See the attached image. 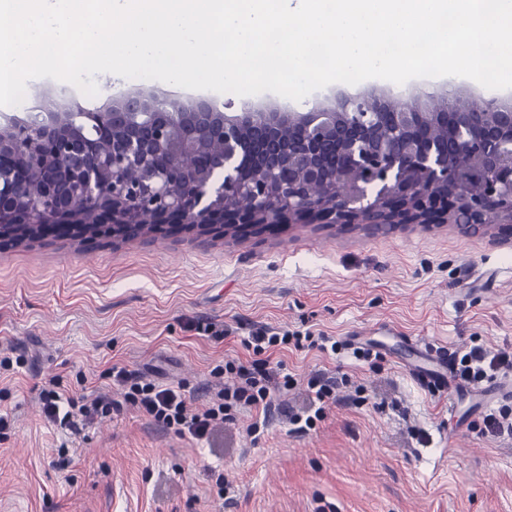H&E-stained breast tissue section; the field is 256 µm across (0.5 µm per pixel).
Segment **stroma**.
<instances>
[{
  "instance_id": "obj_1",
  "label": "stroma",
  "mask_w": 512,
  "mask_h": 512,
  "mask_svg": "<svg viewBox=\"0 0 512 512\" xmlns=\"http://www.w3.org/2000/svg\"><path fill=\"white\" fill-rule=\"evenodd\" d=\"M445 81L341 82L300 101L274 93L254 104L308 112L335 94L441 92ZM75 86L30 82L7 115L66 91L88 110L142 89L193 99L145 79ZM228 327L216 341L201 325ZM378 344L380 358L288 348L271 355L298 381L275 396L260 438L249 410L194 441L127 408L71 433L47 422L38 394L50 378L94 397L112 392L119 363L209 402L211 370L246 358L258 326ZM423 340L446 354L473 345L512 351V243L453 225L371 233L357 224H283L262 234L150 233L90 246L56 234L0 249V357L28 365L0 375V512H512V436L482 433L512 408L500 377L480 389L430 388L401 363ZM339 378L337 402L314 429L294 431L309 379ZM226 490H218L217 477Z\"/></svg>"
}]
</instances>
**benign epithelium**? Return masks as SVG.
<instances>
[{"instance_id":"benign-epithelium-1","label":"benign epithelium","mask_w":512,"mask_h":512,"mask_svg":"<svg viewBox=\"0 0 512 512\" xmlns=\"http://www.w3.org/2000/svg\"><path fill=\"white\" fill-rule=\"evenodd\" d=\"M336 95L329 110L127 92L105 110L38 104L0 122V246L49 231L90 245L164 224H452L512 240V102ZM453 129L456 146L440 132ZM224 172L216 183V172Z\"/></svg>"}]
</instances>
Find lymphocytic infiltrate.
Wrapping results in <instances>:
<instances>
[{
	"label": "lymphocytic infiltrate",
	"instance_id": "1",
	"mask_svg": "<svg viewBox=\"0 0 512 512\" xmlns=\"http://www.w3.org/2000/svg\"><path fill=\"white\" fill-rule=\"evenodd\" d=\"M249 359H232L216 365L212 373L220 379L221 387L211 400L200 408H191L184 385H162L147 379L142 373L124 366L112 365L109 374L120 391V400L99 395L93 399L74 396L62 390L57 379H50L39 396L45 419L70 431L109 417L112 411L128 406L142 413L156 425L196 441L209 440L237 410L254 411L255 418L248 431L259 436L267 427L268 412L276 392L295 387V378L282 367L271 366L269 354L288 347L309 346L323 353L335 352L329 337L312 333L278 331L268 327L256 329L243 341ZM512 368V355L492 352L480 346L470 347L454 359V371L463 382L478 383ZM310 403L305 410H292L288 421L296 431L312 429L324 418L335 403V383L331 380H311L307 383Z\"/></svg>",
	"mask_w": 512,
	"mask_h": 512
}]
</instances>
